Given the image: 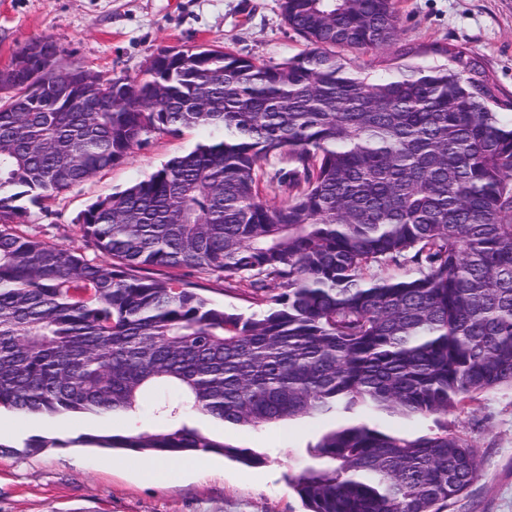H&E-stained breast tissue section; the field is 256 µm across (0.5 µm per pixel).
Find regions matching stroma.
Returning <instances> with one entry per match:
<instances>
[{
  "label": "stroma",
  "mask_w": 512,
  "mask_h": 512,
  "mask_svg": "<svg viewBox=\"0 0 512 512\" xmlns=\"http://www.w3.org/2000/svg\"><path fill=\"white\" fill-rule=\"evenodd\" d=\"M398 8L403 39L463 46L504 91L512 92V0H399ZM43 36L62 48L63 65L138 80L147 78L152 59L166 50L225 46L278 63L306 48L285 24L280 0H0V62ZM205 137L200 129L176 136L152 133L127 159L60 194L48 209L28 205L18 229L103 261L84 237L78 214ZM178 275L214 304L246 314L261 307L239 279L191 269ZM447 422L449 432L475 448L480 471L449 512H512V387L450 412ZM151 427L141 414L56 420L0 415V512H301L288 477L308 464L307 447L327 425L304 420L258 430L212 426L226 442L261 454L264 464L248 467L214 454L211 469L199 474L189 458L158 483L141 479L138 456L71 443L89 430L127 433ZM36 436L54 437L63 445L27 451L26 442Z\"/></svg>",
  "instance_id": "stroma-1"
}]
</instances>
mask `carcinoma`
<instances>
[{
  "mask_svg": "<svg viewBox=\"0 0 512 512\" xmlns=\"http://www.w3.org/2000/svg\"><path fill=\"white\" fill-rule=\"evenodd\" d=\"M306 49L266 63L187 50L149 77L90 83L76 111L0 72V411L146 412L152 430L83 447L265 458L196 424L334 422L291 478L307 512H444L478 478L466 440L385 432L373 412L442 417L512 386V94L446 43L404 42L396 0H281ZM394 48L362 76L346 51ZM212 140L77 221L108 262L15 231L32 195L122 162L150 132ZM287 162L284 170L277 163ZM288 190V201L263 196ZM410 267L404 276L375 270ZM244 278L264 308L208 302L167 269Z\"/></svg>",
  "mask_w": 512,
  "mask_h": 512,
  "instance_id": "1",
  "label": "carcinoma"
}]
</instances>
